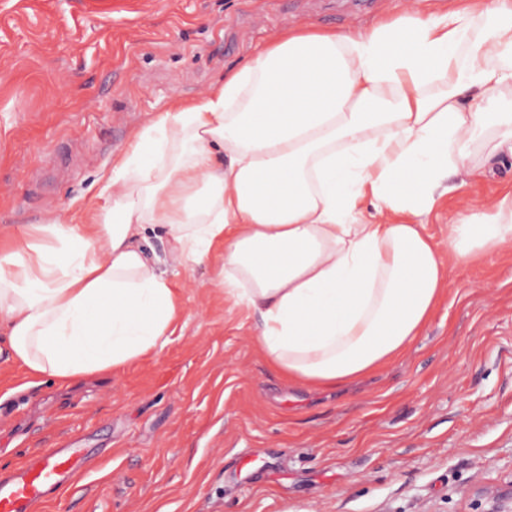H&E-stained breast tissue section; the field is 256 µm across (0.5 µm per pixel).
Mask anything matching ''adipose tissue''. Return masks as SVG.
I'll return each instance as SVG.
<instances>
[{
  "instance_id": "1",
  "label": "adipose tissue",
  "mask_w": 512,
  "mask_h": 512,
  "mask_svg": "<svg viewBox=\"0 0 512 512\" xmlns=\"http://www.w3.org/2000/svg\"><path fill=\"white\" fill-rule=\"evenodd\" d=\"M423 3L277 34L134 133L88 221L0 241V334L31 378L64 384L164 347L177 309L149 224L182 264L223 240L224 290L259 310L288 379L336 385L397 359L446 263L512 246V197L450 213L444 242L426 230L444 179L489 174L479 148L512 156V0Z\"/></svg>"
}]
</instances>
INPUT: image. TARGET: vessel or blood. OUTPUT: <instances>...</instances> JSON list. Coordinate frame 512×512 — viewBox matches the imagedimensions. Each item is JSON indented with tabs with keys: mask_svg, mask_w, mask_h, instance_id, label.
<instances>
[{
	"mask_svg": "<svg viewBox=\"0 0 512 512\" xmlns=\"http://www.w3.org/2000/svg\"><path fill=\"white\" fill-rule=\"evenodd\" d=\"M88 455L77 448H51L38 460L0 475V512H39L45 497L85 468Z\"/></svg>",
	"mask_w": 512,
	"mask_h": 512,
	"instance_id": "vessel-or-blood-1",
	"label": "vessel or blood"
}]
</instances>
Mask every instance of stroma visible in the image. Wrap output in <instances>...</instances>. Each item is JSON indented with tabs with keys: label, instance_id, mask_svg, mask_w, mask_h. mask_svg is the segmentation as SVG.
Returning <instances> with one entry per match:
<instances>
[{
	"label": "stroma",
	"instance_id": "1",
	"mask_svg": "<svg viewBox=\"0 0 512 512\" xmlns=\"http://www.w3.org/2000/svg\"><path fill=\"white\" fill-rule=\"evenodd\" d=\"M400 0H0V229L101 203L113 161L172 100L218 85L275 33L336 31ZM512 193V160L443 195ZM179 303L166 345L104 376L31 384L0 342V471L75 443L95 455L40 512H512V250L447 270L395 361L338 387L283 377L254 311L144 232Z\"/></svg>",
	"mask_w": 512,
	"mask_h": 512
}]
</instances>
